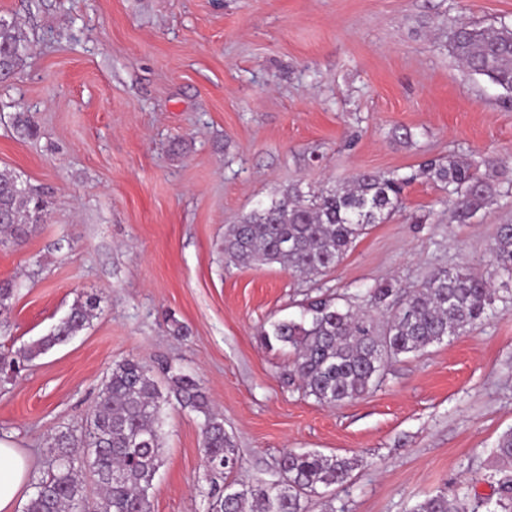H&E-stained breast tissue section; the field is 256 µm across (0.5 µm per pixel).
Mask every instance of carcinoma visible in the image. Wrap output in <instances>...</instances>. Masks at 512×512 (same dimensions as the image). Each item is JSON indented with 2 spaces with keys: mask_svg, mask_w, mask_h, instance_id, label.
<instances>
[{
  "mask_svg": "<svg viewBox=\"0 0 512 512\" xmlns=\"http://www.w3.org/2000/svg\"><path fill=\"white\" fill-rule=\"evenodd\" d=\"M448 51L471 72L512 92V26L460 25L450 34ZM31 46L20 23L0 16V76L23 65ZM429 180L455 196L453 220L468 223L498 195L474 160L448 157L421 168ZM409 178L394 172L357 173L344 186L304 192L291 185L268 203H260L224 232V257L232 263H279L293 275L312 278L336 267L357 239L402 208ZM47 205L33 189L0 172V244H19L46 221ZM490 276L467 267L438 269L405 297L393 281L368 289L378 323L331 295L301 305L296 318L270 322L261 331L270 349L292 356L288 382L299 381L320 404L336 406L369 393L382 380L389 361L417 354L446 337L457 336L493 315L497 289L493 278L512 282V224L500 225L490 249ZM100 300L94 295L74 302L68 314L36 342L0 353V374L17 371L39 355L79 335ZM176 402L202 417L206 475H224V490L210 512H304L303 500L321 487L345 483L355 465L349 458L290 449L278 463V477L238 487L233 478L242 461L224 418L211 409L205 387L176 373L161 390L152 370L134 359L113 363L99 391L94 412L77 438L61 431L45 457L47 475L33 483L24 512H78L88 498L82 477L85 459L96 471L98 512H151L150 491L163 465V413ZM493 457L512 466V431L500 436ZM469 491L454 498L440 491L416 502L409 512H463ZM512 512V475L499 482L495 509Z\"/></svg>",
  "mask_w": 512,
  "mask_h": 512,
  "instance_id": "obj_1",
  "label": "carcinoma"
}]
</instances>
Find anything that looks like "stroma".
Returning a JSON list of instances; mask_svg holds the SVG:
<instances>
[{"instance_id":"35a3bbf8","label":"stroma","mask_w":512,"mask_h":512,"mask_svg":"<svg viewBox=\"0 0 512 512\" xmlns=\"http://www.w3.org/2000/svg\"><path fill=\"white\" fill-rule=\"evenodd\" d=\"M33 50L0 79V170L49 202L46 223L0 245V352L46 334L81 296L90 326L0 383V439L40 477L56 432L81 435L115 361L200 379L248 485L289 449L357 458L306 512H408L469 485L494 496L491 452L512 429V301L495 318L388 363L367 395L326 406L288 384L269 321L333 293L406 291L433 271H488L512 194L452 220L420 168L490 160L512 178V104L448 51L457 23L512 26V0H0ZM31 115L36 136L13 125ZM361 171L410 179L403 205L309 280L224 260V231L290 185ZM184 327L173 335V324ZM201 416L169 406L152 512H208Z\"/></svg>"}]
</instances>
